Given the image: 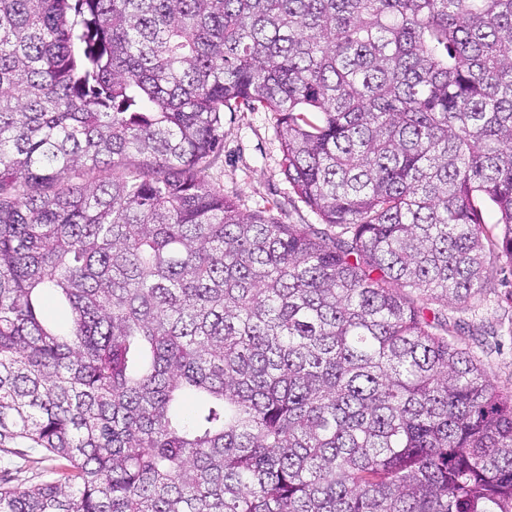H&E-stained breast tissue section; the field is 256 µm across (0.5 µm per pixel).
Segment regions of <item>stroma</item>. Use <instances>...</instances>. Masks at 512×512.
Listing matches in <instances>:
<instances>
[{
  "mask_svg": "<svg viewBox=\"0 0 512 512\" xmlns=\"http://www.w3.org/2000/svg\"><path fill=\"white\" fill-rule=\"evenodd\" d=\"M281 138L276 117L270 112H225L224 151L209 172L212 186L224 190L247 212L273 209L287 224H317L320 215L291 188L282 165ZM496 289L479 310L449 307L450 321L485 324L495 332L498 346L486 350L480 335L467 336L471 349L479 354L494 383L512 388V275L499 266L489 268ZM9 477L13 484L27 486L51 478L61 471L62 459L41 457L26 448L11 449Z\"/></svg>",
  "mask_w": 512,
  "mask_h": 512,
  "instance_id": "1",
  "label": "stroma"
}]
</instances>
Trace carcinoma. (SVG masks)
<instances>
[{"mask_svg": "<svg viewBox=\"0 0 512 512\" xmlns=\"http://www.w3.org/2000/svg\"><path fill=\"white\" fill-rule=\"evenodd\" d=\"M226 108L326 228L210 186ZM497 263L512 0H0V448L67 462L0 512H512ZM488 270L497 288L487 296L479 312L474 313L469 307L448 306V317L452 325L454 321L459 320L470 324L471 332H467L469 329L466 328L462 337L483 360L494 383L510 391L512 388V275H509L508 271L504 275L500 267L495 264L489 266ZM482 318L487 326L485 329L495 330L494 338L480 336L484 334L479 329ZM476 329L479 331L476 332ZM471 333L474 335L471 336ZM487 340L492 343L497 341L499 346L492 351L484 352L486 350L484 343Z\"/></svg>", "mask_w": 512, "mask_h": 512, "instance_id": "carcinoma-1", "label": "carcinoma"}]
</instances>
